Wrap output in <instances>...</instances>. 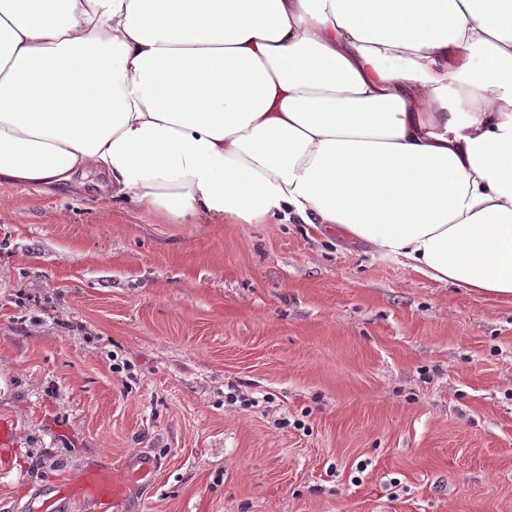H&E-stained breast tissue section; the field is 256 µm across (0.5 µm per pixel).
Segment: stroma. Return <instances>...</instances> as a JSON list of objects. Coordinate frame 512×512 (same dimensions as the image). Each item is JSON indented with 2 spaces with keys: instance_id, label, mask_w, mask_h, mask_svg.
I'll return each instance as SVG.
<instances>
[{
  "instance_id": "35a3bbf8",
  "label": "stroma",
  "mask_w": 512,
  "mask_h": 512,
  "mask_svg": "<svg viewBox=\"0 0 512 512\" xmlns=\"http://www.w3.org/2000/svg\"><path fill=\"white\" fill-rule=\"evenodd\" d=\"M106 185L0 189V512L144 454L125 512H512V299Z\"/></svg>"
}]
</instances>
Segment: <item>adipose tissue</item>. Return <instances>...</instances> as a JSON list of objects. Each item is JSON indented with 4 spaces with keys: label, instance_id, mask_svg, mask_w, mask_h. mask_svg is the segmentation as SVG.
Returning a JSON list of instances; mask_svg holds the SVG:
<instances>
[{
    "label": "adipose tissue",
    "instance_id": "1",
    "mask_svg": "<svg viewBox=\"0 0 512 512\" xmlns=\"http://www.w3.org/2000/svg\"><path fill=\"white\" fill-rule=\"evenodd\" d=\"M319 224L512 298V0H0V187Z\"/></svg>",
    "mask_w": 512,
    "mask_h": 512
}]
</instances>
